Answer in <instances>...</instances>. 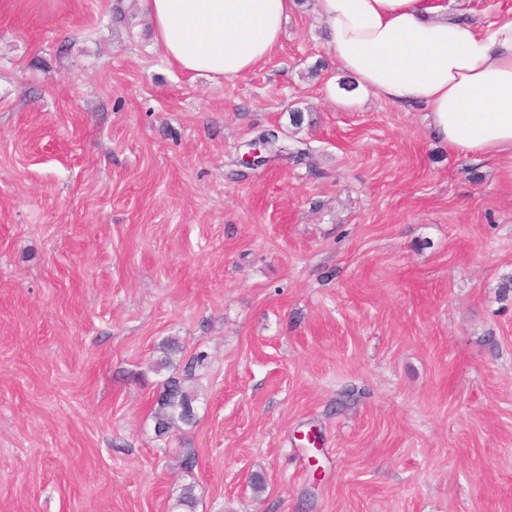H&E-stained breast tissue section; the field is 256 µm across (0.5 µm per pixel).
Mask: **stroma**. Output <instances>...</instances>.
Wrapping results in <instances>:
<instances>
[{
  "label": "stroma",
  "mask_w": 512,
  "mask_h": 512,
  "mask_svg": "<svg viewBox=\"0 0 512 512\" xmlns=\"http://www.w3.org/2000/svg\"><path fill=\"white\" fill-rule=\"evenodd\" d=\"M344 78L311 0L224 82L140 0H0V512H512L505 162ZM198 400L199 393L192 385L191 373L183 377H169L157 400L158 410L154 416L156 432L161 435L177 424L192 425L196 420ZM158 428L162 431L159 432Z\"/></svg>",
  "instance_id": "35a3bbf8"
}]
</instances>
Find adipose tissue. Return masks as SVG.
I'll use <instances>...</instances> for the list:
<instances>
[{"label": "adipose tissue", "mask_w": 512, "mask_h": 512, "mask_svg": "<svg viewBox=\"0 0 512 512\" xmlns=\"http://www.w3.org/2000/svg\"><path fill=\"white\" fill-rule=\"evenodd\" d=\"M155 45L213 81L254 70L280 47L297 0H142ZM336 67L357 90L426 112L450 152L512 158V18L480 27L443 0H314Z\"/></svg>", "instance_id": "1"}]
</instances>
